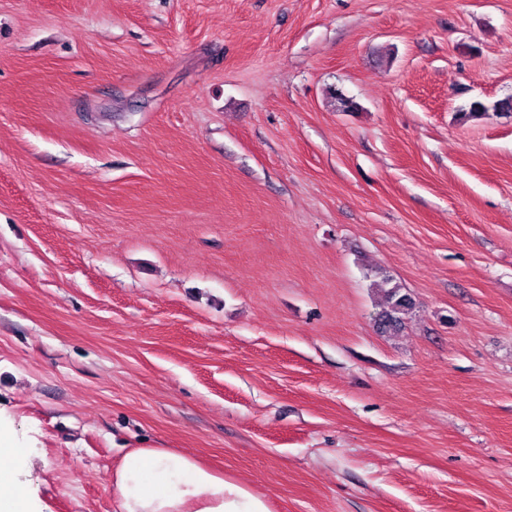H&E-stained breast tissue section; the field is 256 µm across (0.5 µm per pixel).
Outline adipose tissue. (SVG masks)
<instances>
[{
  "label": "adipose tissue",
  "instance_id": "1",
  "mask_svg": "<svg viewBox=\"0 0 512 512\" xmlns=\"http://www.w3.org/2000/svg\"><path fill=\"white\" fill-rule=\"evenodd\" d=\"M30 449L0 423V512H39L18 472ZM108 484L119 512H271L244 482L167 448H135L113 470Z\"/></svg>",
  "mask_w": 512,
  "mask_h": 512
}]
</instances>
